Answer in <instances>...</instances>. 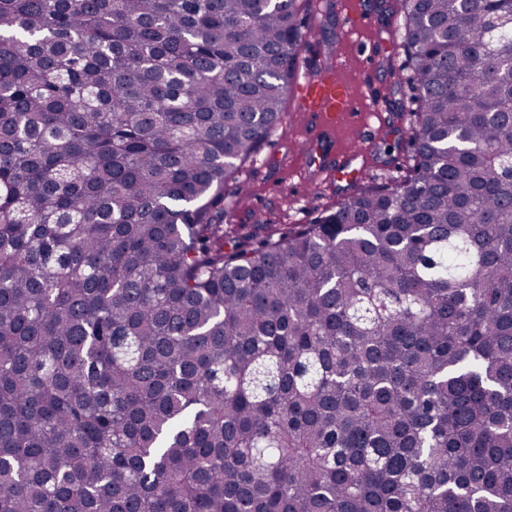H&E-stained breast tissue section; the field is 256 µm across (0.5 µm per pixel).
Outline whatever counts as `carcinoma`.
Here are the masks:
<instances>
[{
    "label": "carcinoma",
    "mask_w": 512,
    "mask_h": 512,
    "mask_svg": "<svg viewBox=\"0 0 512 512\" xmlns=\"http://www.w3.org/2000/svg\"><path fill=\"white\" fill-rule=\"evenodd\" d=\"M306 0H0V512H512V0H402L414 166L224 233Z\"/></svg>",
    "instance_id": "1"
}]
</instances>
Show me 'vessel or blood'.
<instances>
[{"mask_svg": "<svg viewBox=\"0 0 512 512\" xmlns=\"http://www.w3.org/2000/svg\"><path fill=\"white\" fill-rule=\"evenodd\" d=\"M356 98L352 90L338 82L335 72L327 71L309 78L298 90V109L306 115L320 118L318 133L309 140L310 150L316 151L317 167L333 171L338 178L355 180L356 172L349 156L334 150L331 142L340 118L355 110Z\"/></svg>", "mask_w": 512, "mask_h": 512, "instance_id": "vessel-or-blood-1", "label": "vessel or blood"}]
</instances>
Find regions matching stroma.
Returning a JSON list of instances; mask_svg holds the SVG:
<instances>
[{"mask_svg":"<svg viewBox=\"0 0 512 512\" xmlns=\"http://www.w3.org/2000/svg\"><path fill=\"white\" fill-rule=\"evenodd\" d=\"M346 0H308L311 33L304 39L298 75L336 69L339 80L362 91H375L383 116L360 111L343 123L336 149L353 154L363 183H386L403 177L411 163L408 139L413 121L403 112L410 92L397 87L396 74L405 61L404 18L400 0H361L377 21L366 29L351 23ZM308 128L293 98H286L283 120L258 151L224 186V221L246 234L261 224H307L319 212L335 208L352 190L331 174H312L305 143Z\"/></svg>","mask_w":512,"mask_h":512,"instance_id":"1","label":"stroma"}]
</instances>
